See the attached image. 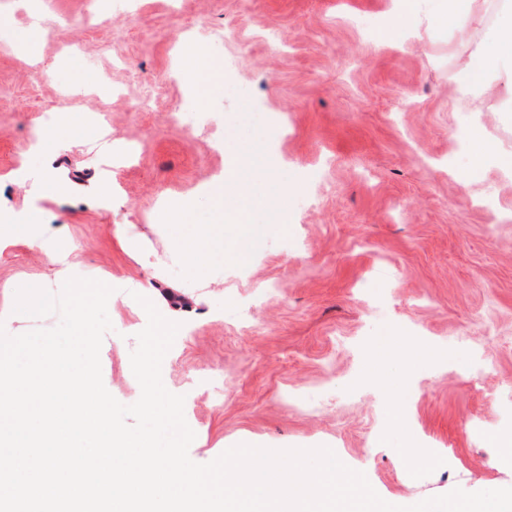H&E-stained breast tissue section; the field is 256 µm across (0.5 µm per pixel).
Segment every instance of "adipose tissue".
I'll use <instances>...</instances> for the list:
<instances>
[{"instance_id":"adipose-tissue-1","label":"adipose tissue","mask_w":512,"mask_h":512,"mask_svg":"<svg viewBox=\"0 0 512 512\" xmlns=\"http://www.w3.org/2000/svg\"><path fill=\"white\" fill-rule=\"evenodd\" d=\"M487 0H436L432 24L436 36L449 41H462L470 34L474 16ZM502 20L492 29L487 44L471 53L461 63L479 94L498 98L503 106L512 107V0H499ZM181 68L190 70L193 94L198 104H206L220 85L223 63L210 55L208 49L193 40L185 41L179 60ZM239 157L229 152L224 157V179L204 187L203 195L220 221L240 226L241 234L233 241L223 234L187 233L179 238V247L196 275H203L208 258L215 252L241 262L258 232L248 221V206L237 198Z\"/></svg>"}]
</instances>
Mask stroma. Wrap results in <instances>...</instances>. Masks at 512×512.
Segmentation results:
<instances>
[{
	"mask_svg": "<svg viewBox=\"0 0 512 512\" xmlns=\"http://www.w3.org/2000/svg\"><path fill=\"white\" fill-rule=\"evenodd\" d=\"M119 2L0 0V218L41 216L0 242L6 332L59 322L15 313L19 287L97 279L114 289L100 361L120 403L141 395L138 296L179 323L162 380L185 398L192 461L326 446L388 502L512 487V175L497 164L512 112L455 78L495 15L451 51L428 12L394 25L393 0H136L133 23ZM35 12L48 34L34 64L13 40ZM187 32L224 62L213 123L190 134L167 120L194 102L172 55ZM238 84L253 97L227 96ZM62 108L84 122L26 150L39 113ZM478 124L479 166L453 136ZM101 125L139 145L108 172ZM227 144L265 232L246 261L213 255L199 277L152 214L223 179ZM50 174L62 195L38 192ZM410 448L423 459L403 462Z\"/></svg>",
	"mask_w": 512,
	"mask_h": 512,
	"instance_id": "obj_1",
	"label": "stroma"
}]
</instances>
